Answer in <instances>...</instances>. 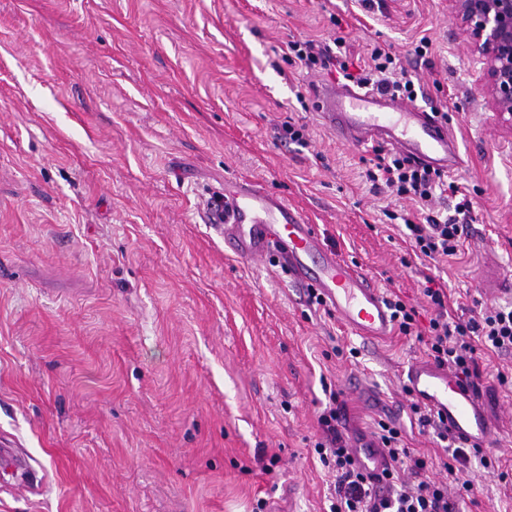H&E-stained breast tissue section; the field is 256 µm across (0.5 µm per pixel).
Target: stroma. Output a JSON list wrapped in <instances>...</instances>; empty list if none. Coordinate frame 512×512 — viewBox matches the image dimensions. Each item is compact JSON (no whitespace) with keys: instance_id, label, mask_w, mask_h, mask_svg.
Here are the masks:
<instances>
[{"instance_id":"1","label":"stroma","mask_w":512,"mask_h":512,"mask_svg":"<svg viewBox=\"0 0 512 512\" xmlns=\"http://www.w3.org/2000/svg\"><path fill=\"white\" fill-rule=\"evenodd\" d=\"M334 38L363 61L392 47L418 106L448 112L474 202L456 256L403 264L384 212L411 202L320 126L313 91L339 77L283 51ZM484 69L448 0H0V441L48 475L30 494L31 470L0 471V512H327L314 444L333 393L343 434L389 418L442 457L402 392L424 345L314 311L280 267L225 253L204 211L225 180L261 184L423 329L428 275L461 318L505 303L487 276L512 279V126ZM287 121L307 148L281 143ZM480 389L512 467V385ZM468 470L484 491L449 492L457 512H512V484Z\"/></svg>"}]
</instances>
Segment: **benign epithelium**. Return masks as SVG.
<instances>
[{
  "instance_id": "7a95c632",
  "label": "benign epithelium",
  "mask_w": 512,
  "mask_h": 512,
  "mask_svg": "<svg viewBox=\"0 0 512 512\" xmlns=\"http://www.w3.org/2000/svg\"><path fill=\"white\" fill-rule=\"evenodd\" d=\"M469 34L473 54L487 61L483 93L499 118L512 124V0H449Z\"/></svg>"
}]
</instances>
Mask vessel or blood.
Here are the masks:
<instances>
[{
  "mask_svg": "<svg viewBox=\"0 0 512 512\" xmlns=\"http://www.w3.org/2000/svg\"><path fill=\"white\" fill-rule=\"evenodd\" d=\"M321 125L339 141L357 147L383 143L431 167L458 165L446 123L390 95L325 84L314 94ZM224 230V244L239 258L277 256L293 282L310 286L327 308L356 335L379 339L389 334L391 311L385 294L365 274L323 242L316 225L280 196L252 182L228 180L207 212ZM406 393L439 415L451 437L471 448L488 447L493 430L474 388L447 368L429 361L410 364L402 375ZM353 453L370 473L386 459L370 438L356 441Z\"/></svg>",
  "mask_w": 512,
  "mask_h": 512,
  "instance_id": "vessel-or-blood-1",
  "label": "vessel or blood"
}]
</instances>
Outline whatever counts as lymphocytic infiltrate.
<instances>
[{"label":"lymphocytic infiltrate","mask_w":512,"mask_h":512,"mask_svg":"<svg viewBox=\"0 0 512 512\" xmlns=\"http://www.w3.org/2000/svg\"><path fill=\"white\" fill-rule=\"evenodd\" d=\"M286 57L289 62L310 70L336 71L343 79L364 88L411 102L418 98L416 84L399 58L378 46L372 49L368 66L357 71L353 70L347 50L339 40L292 41L287 45ZM365 177L374 188L413 201L422 209L423 215L418 219L407 213L387 214L389 220L403 222L415 256L456 255L460 226L473 210L471 197L457 184L449 182L444 173L415 165L381 147L374 148ZM448 198L453 201L452 214L432 210L433 200ZM423 294L436 309L427 331L419 330L414 307L398 298L392 299L390 306L399 334L423 343L435 363L448 367L471 384L481 376L479 351L512 354V303L485 310L480 318L461 320L449 315L442 289L427 285ZM340 418L341 408L333 402L320 412L318 424L323 437L314 446L321 463L336 474L329 512H453L449 488H456L461 497L474 496L481 490L479 483L467 473L470 459L479 458L487 469L496 467L498 462L490 450L459 446L452 449L450 461L443 464L448 481L436 480L429 474L426 459L412 456L400 430L382 421L376 438L389 463L381 476L371 477L360 470L347 448L338 429Z\"/></svg>","instance_id":"obj_1"}]
</instances>
